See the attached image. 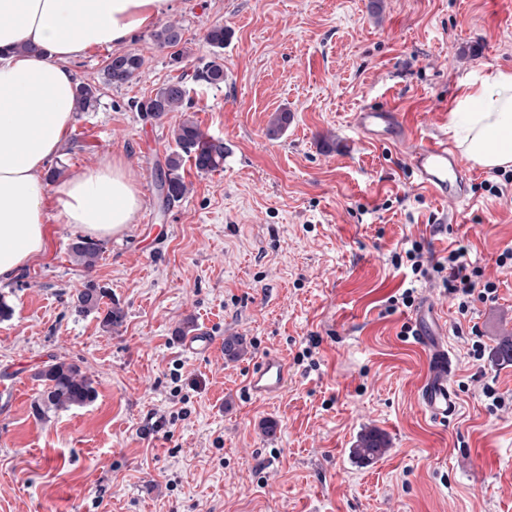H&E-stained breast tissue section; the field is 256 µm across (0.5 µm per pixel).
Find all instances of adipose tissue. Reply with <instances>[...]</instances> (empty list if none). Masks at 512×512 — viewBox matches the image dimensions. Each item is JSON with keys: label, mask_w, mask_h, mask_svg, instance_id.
Wrapping results in <instances>:
<instances>
[{"label": "adipose tissue", "mask_w": 512, "mask_h": 512, "mask_svg": "<svg viewBox=\"0 0 512 512\" xmlns=\"http://www.w3.org/2000/svg\"><path fill=\"white\" fill-rule=\"evenodd\" d=\"M171 0H0V279L18 275L44 248L50 216L106 238L132 223L139 191L123 162L70 170L47 191V163L75 118L73 59L125 43ZM448 130L486 169L512 166V70L464 84Z\"/></svg>", "instance_id": "obj_1"}]
</instances>
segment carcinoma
<instances>
[{
    "label": "carcinoma",
    "mask_w": 512,
    "mask_h": 512,
    "mask_svg": "<svg viewBox=\"0 0 512 512\" xmlns=\"http://www.w3.org/2000/svg\"><path fill=\"white\" fill-rule=\"evenodd\" d=\"M228 30L222 26L211 28L205 40L211 48V55L195 68L193 81L211 88L224 85V42ZM155 44L161 49H170L171 62L181 63L185 50L182 28L174 23L165 25L152 33ZM144 59L133 52L115 53L109 57L103 69L104 83L110 86H122L129 83L142 68ZM98 104V89L89 84L80 83L75 93V109L78 112H91ZM189 105V90L183 79L170 81L160 87L153 96L136 103L137 110L160 116L166 112H183ZM291 113L286 110L276 113L268 127V135L276 138L288 128ZM174 147L166 158L165 178L161 186L166 188L163 199L167 202L182 197L186 190L180 170L186 163L201 174L224 169V141L206 135L197 121L188 117L171 131ZM73 258L84 268L95 267L101 246L87 237H78L71 243ZM103 293L92 284L76 295L75 308L80 312L100 309ZM38 378L45 383L46 390L41 403L35 405L37 417L46 419L50 413L80 407L92 402L97 395L94 381L84 374L74 363L59 361L47 366L38 373ZM385 447L380 435L369 432L362 435L353 453L359 459L367 461Z\"/></svg>",
    "instance_id": "obj_1"
}]
</instances>
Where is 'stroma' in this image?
<instances>
[{"label":"stroma","mask_w":512,"mask_h":512,"mask_svg":"<svg viewBox=\"0 0 512 512\" xmlns=\"http://www.w3.org/2000/svg\"><path fill=\"white\" fill-rule=\"evenodd\" d=\"M169 22L186 40L180 64L147 29L126 45L145 59L126 85L102 82L108 48L72 63L99 105L76 113L52 165L121 157L142 208L90 270L68 252L78 229L50 219L43 253L0 285L12 309L0 320V512H512V408L490 410L482 393L491 381L512 397L500 354L512 267L497 262L512 248V185L465 206L426 192L408 165L410 147L446 133L462 84L512 69V0H173L156 20ZM219 25L223 86H193L186 114L132 108L208 58ZM374 103L400 113L404 149L355 141L351 116ZM284 109L287 130L269 138ZM188 114L223 140L224 168H185L188 190L166 206L158 179ZM415 240L438 259L467 245L496 299L463 314L412 282L391 257ZM90 283L124 313L112 331L75 308ZM409 287L447 319L446 424L416 401L425 357L400 334L414 309L386 310ZM187 323L210 327L208 353L182 350ZM231 335L249 344L235 361ZM269 352L287 358L288 388L252 397L249 371ZM55 360L79 365L97 397L41 420L37 375ZM372 429L387 448L365 463L352 448Z\"/></svg>","instance_id":"stroma-1"}]
</instances>
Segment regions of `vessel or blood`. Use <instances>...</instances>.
<instances>
[{"label": "vessel or blood", "instance_id": "obj_1", "mask_svg": "<svg viewBox=\"0 0 512 512\" xmlns=\"http://www.w3.org/2000/svg\"><path fill=\"white\" fill-rule=\"evenodd\" d=\"M359 141L386 138L389 144L404 142V128L398 112L384 104L367 105L355 113L353 123ZM410 167L420 186L437 198L464 201L468 161L446 138H429L415 145L409 154ZM445 319L435 306L426 303L417 314V339L426 352V371L417 394L422 411L431 420L447 421L457 407L456 396L448 384L452 358L448 353ZM214 345L209 328H201L182 341L184 350L202 354ZM286 360L267 353L252 367L248 387L258 397L282 394L288 386Z\"/></svg>", "mask_w": 512, "mask_h": 512}]
</instances>
